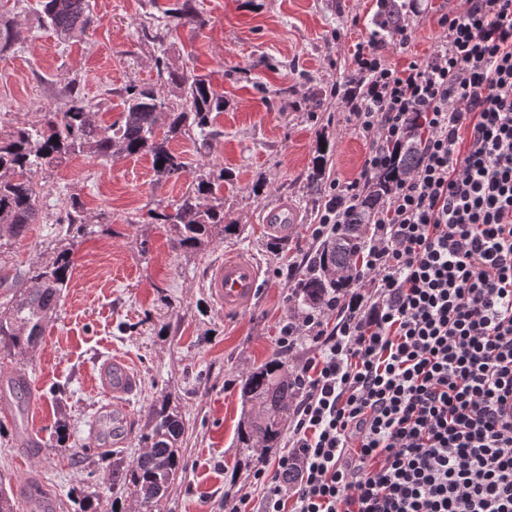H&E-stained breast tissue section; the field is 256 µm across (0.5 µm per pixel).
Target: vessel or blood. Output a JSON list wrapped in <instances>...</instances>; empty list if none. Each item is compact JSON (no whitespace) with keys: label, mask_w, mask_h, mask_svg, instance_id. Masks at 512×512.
Here are the masks:
<instances>
[{"label":"vessel or blood","mask_w":512,"mask_h":512,"mask_svg":"<svg viewBox=\"0 0 512 512\" xmlns=\"http://www.w3.org/2000/svg\"><path fill=\"white\" fill-rule=\"evenodd\" d=\"M264 222L269 230L281 232L294 228L297 217L293 206L283 201L266 215ZM260 275V267L252 257L237 252L228 253L211 267L207 288L221 309L237 313L251 305ZM96 383L105 396L119 403L131 392L135 377L126 361L114 356L101 363Z\"/></svg>","instance_id":"vessel-or-blood-1"}]
</instances>
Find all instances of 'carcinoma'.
I'll return each instance as SVG.
<instances>
[{
    "mask_svg": "<svg viewBox=\"0 0 512 512\" xmlns=\"http://www.w3.org/2000/svg\"><path fill=\"white\" fill-rule=\"evenodd\" d=\"M406 5L400 0L383 5L379 17L385 29L396 27ZM40 21L61 37L83 34L94 22L90 0H38ZM167 26L175 30L196 23L191 0L166 15ZM16 23L0 15V53L15 41ZM168 89L154 86L126 91L124 110L119 120L103 126L96 122L94 106L77 88H72L63 108H49L34 125L17 127L0 138V226L18 239L30 225L40 221L37 173L58 165L66 156L85 152L110 160L114 156L151 155L157 180L178 178L188 172L182 154L171 142L194 133L204 139L213 134L212 114L224 111V95L209 80L183 71H170ZM420 142L414 136L406 144L397 166L372 179L361 203L348 222L340 225L336 236L323 244L288 294V302L304 311L318 309L330 289L341 293L357 280V258L366 243L372 217L388 197L392 184L408 173L419 160ZM224 169H196L191 186L173 204L172 212L159 214L173 227L176 246L199 250L217 234L234 235L235 224L224 223V198L218 195ZM66 210V236L94 233L80 215L75 200H60ZM74 267V253L67 244L56 247L45 264L15 276H0V284L12 280L13 294L0 302V352L25 354L40 341L47 322L55 313ZM297 384L288 372L287 362L271 359L248 372L241 380V399L249 407L247 420L237 434L242 453L261 454L281 440L289 401ZM185 425L177 406L165 396L152 409L149 431L143 435L146 450L130 465L112 460V480L133 488L144 512L166 497L170 486L183 474L180 443Z\"/></svg>",
    "mask_w": 512,
    "mask_h": 512,
    "instance_id": "obj_1",
    "label": "carcinoma"
}]
</instances>
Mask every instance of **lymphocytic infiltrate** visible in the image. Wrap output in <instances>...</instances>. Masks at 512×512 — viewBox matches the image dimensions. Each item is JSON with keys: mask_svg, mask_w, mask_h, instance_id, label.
Returning <instances> with one entry per match:
<instances>
[{"mask_svg": "<svg viewBox=\"0 0 512 512\" xmlns=\"http://www.w3.org/2000/svg\"><path fill=\"white\" fill-rule=\"evenodd\" d=\"M439 24L438 49L399 70L355 51L344 99L369 152L330 182L313 238L346 223L417 114L422 152L373 217L369 298L282 322L281 350L318 355L292 372L289 448L255 472L260 512H512V0Z\"/></svg>", "mask_w": 512, "mask_h": 512, "instance_id": "obj_1", "label": "lymphocytic infiltrate"}]
</instances>
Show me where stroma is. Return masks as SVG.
I'll list each match as a JSON object with an SVG mask.
<instances>
[{
    "label": "stroma",
    "mask_w": 512,
    "mask_h": 512,
    "mask_svg": "<svg viewBox=\"0 0 512 512\" xmlns=\"http://www.w3.org/2000/svg\"><path fill=\"white\" fill-rule=\"evenodd\" d=\"M182 0H91L95 26L62 39L42 26L35 0H0L19 36L0 55V133L35 122L47 104L62 105L68 84L89 100L99 124L121 116L125 90L160 85L157 67L202 75L224 96L208 140L186 136L172 147L191 169H224V221L238 234L218 236L203 249L175 247L170 225L149 210L170 207L187 190L190 173L156 181L150 156L106 162L76 153L37 174L42 220L9 244L8 271L48 262L60 234L58 199L77 198L93 234L74 240L75 266L58 311L27 355L0 356V392L14 372L25 373L29 393L0 404V478L17 494L39 484L58 512H140L132 490L113 483L91 427L104 394L92 377L102 360L120 355L137 379L128 396L131 428L119 448L125 463L144 450L151 410L171 395L185 420L181 454L186 471L170 487L159 512H224L225 497L263 487L253 478L256 459L236 439L244 408L243 375L284 357L296 367L317 355L305 340L279 353L276 340L288 313L289 266L304 269L317 245L308 229L332 179L357 177L368 152L335 88L355 68L357 45L378 44L400 68L429 57L444 38L440 12L465 0H420L408 10L406 46L377 35L369 22L376 0H192L199 21L164 28V11ZM327 146L319 192L308 181L312 160ZM288 198L299 214L296 233L270 235L264 209ZM251 254L261 267L255 302L224 314L205 285L210 266L226 253ZM64 443H57L56 428ZM88 446L82 456L66 448Z\"/></svg>",
    "instance_id": "stroma-1"
}]
</instances>
